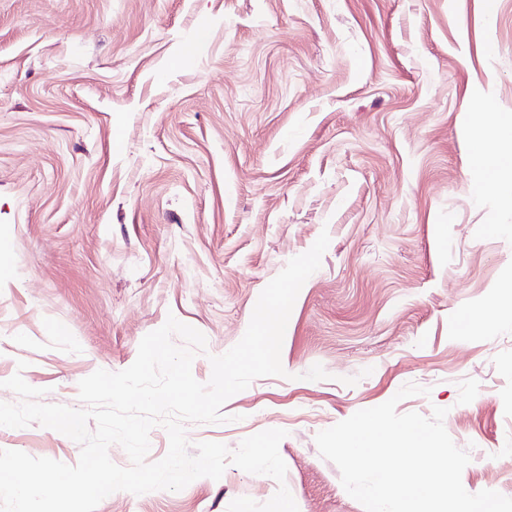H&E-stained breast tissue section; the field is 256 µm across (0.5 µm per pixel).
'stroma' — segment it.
<instances>
[{
	"label": "stroma",
	"instance_id": "35a3bbf8",
	"mask_svg": "<svg viewBox=\"0 0 512 512\" xmlns=\"http://www.w3.org/2000/svg\"><path fill=\"white\" fill-rule=\"evenodd\" d=\"M486 100L512 113V0H0V383L81 408L80 380L171 316L205 336L208 382L266 285L330 237L285 376L186 426L232 450L286 430L284 482L231 465L96 512H227L282 485L298 512H364L315 436L408 383L425 392L397 412L446 409L463 486L512 495V322L454 334L512 301V204L473 158ZM316 364L328 379L304 380ZM0 450L81 447L34 423L0 427ZM511 320V302L503 307L496 303H489L480 309L463 313L457 320L455 331L460 336L490 335L498 323Z\"/></svg>",
	"mask_w": 512,
	"mask_h": 512
}]
</instances>
